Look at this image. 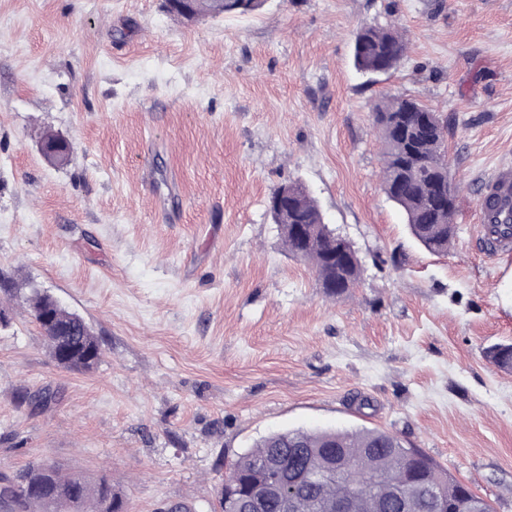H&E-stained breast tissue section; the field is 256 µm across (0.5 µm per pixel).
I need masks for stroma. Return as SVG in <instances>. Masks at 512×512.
Wrapping results in <instances>:
<instances>
[{"label": "stroma", "mask_w": 512, "mask_h": 512, "mask_svg": "<svg viewBox=\"0 0 512 512\" xmlns=\"http://www.w3.org/2000/svg\"><path fill=\"white\" fill-rule=\"evenodd\" d=\"M409 43L353 65L363 25ZM448 122L455 236L436 254L382 190L371 108ZM73 145L47 163L43 131ZM512 160V0H265L173 17L164 0H0V471L110 475L130 512H213L235 457L293 429L378 428L512 512V262L474 233L477 181ZM305 185L360 280L325 294L268 201ZM83 316L89 372L50 355L32 289ZM61 400L31 412L18 389Z\"/></svg>", "instance_id": "35a3bbf8"}]
</instances>
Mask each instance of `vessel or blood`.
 Segmentation results:
<instances>
[{
  "instance_id": "vessel-or-blood-1",
  "label": "vessel or blood",
  "mask_w": 512,
  "mask_h": 512,
  "mask_svg": "<svg viewBox=\"0 0 512 512\" xmlns=\"http://www.w3.org/2000/svg\"><path fill=\"white\" fill-rule=\"evenodd\" d=\"M512 215V162H500L479 181L476 234L490 256H512V232L505 230L506 216Z\"/></svg>"
}]
</instances>
